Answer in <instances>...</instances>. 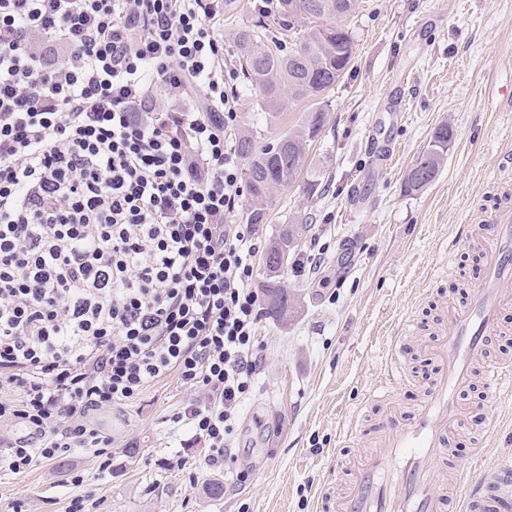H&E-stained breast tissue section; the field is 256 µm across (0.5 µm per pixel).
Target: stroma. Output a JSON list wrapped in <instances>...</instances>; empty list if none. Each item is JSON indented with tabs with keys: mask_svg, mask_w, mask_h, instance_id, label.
I'll return each mask as SVG.
<instances>
[{
	"mask_svg": "<svg viewBox=\"0 0 512 512\" xmlns=\"http://www.w3.org/2000/svg\"><path fill=\"white\" fill-rule=\"evenodd\" d=\"M246 0L213 20L233 70L235 33L255 19ZM355 39L345 77L322 97L325 125L308 147L300 180L281 188L264 223L269 242L284 224H307L328 249L322 268L284 281L298 301L282 324L262 315L264 363L235 428L232 457L203 467L187 428L171 421L190 393L170 377L133 404L95 411L93 425L114 442L112 472L100 457L70 453L19 475H0V512H68L75 494L88 512H335L348 462L375 447L390 407L410 417L437 370L421 344L439 335L444 304L464 303L482 275L465 224L512 207V0H362L346 21ZM255 92L234 96L226 140L249 128L262 140L288 135L312 108L290 104L266 120ZM453 130L448 158L427 188L405 192L404 178L441 124ZM320 189L308 195L307 181ZM405 335V378L374 395L392 337ZM469 417L450 443L456 476L445 512H465L467 492L495 483L512 459V398L495 399L482 365L459 395ZM182 458L184 469L162 466ZM85 481L74 488L71 470ZM245 480H238V473ZM224 483L213 499L205 486Z\"/></svg>",
	"mask_w": 512,
	"mask_h": 512,
	"instance_id": "stroma-1",
	"label": "stroma"
}]
</instances>
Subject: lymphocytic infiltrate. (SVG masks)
I'll use <instances>...</instances> for the list:
<instances>
[{"instance_id":"1","label":"lymphocytic infiltrate","mask_w":512,"mask_h":512,"mask_svg":"<svg viewBox=\"0 0 512 512\" xmlns=\"http://www.w3.org/2000/svg\"><path fill=\"white\" fill-rule=\"evenodd\" d=\"M215 7L0 0V452L14 475L112 439L91 412L176 377L175 414L223 466L261 365L259 250L224 139ZM66 54L49 63L42 44ZM169 105L145 110L150 85Z\"/></svg>"}]
</instances>
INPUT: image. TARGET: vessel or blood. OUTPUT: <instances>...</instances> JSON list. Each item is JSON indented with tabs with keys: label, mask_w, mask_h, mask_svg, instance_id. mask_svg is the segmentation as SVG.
<instances>
[{
	"label": "vessel or blood",
	"mask_w": 512,
	"mask_h": 512,
	"mask_svg": "<svg viewBox=\"0 0 512 512\" xmlns=\"http://www.w3.org/2000/svg\"><path fill=\"white\" fill-rule=\"evenodd\" d=\"M464 240L480 255L484 275L468 303L448 306L447 330L426 347L439 371L411 418L390 411L376 449L353 460L336 512L442 510L448 440L461 417L458 394L469 386L487 338L498 335L504 291L512 287V208L499 210L492 221H473ZM499 474L494 485L473 488L469 512H512V461L503 462Z\"/></svg>",
	"instance_id": "vessel-or-blood-1"
}]
</instances>
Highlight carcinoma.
<instances>
[{"mask_svg": "<svg viewBox=\"0 0 512 512\" xmlns=\"http://www.w3.org/2000/svg\"><path fill=\"white\" fill-rule=\"evenodd\" d=\"M360 0H271V8L255 22L235 34L236 67L233 80L242 88L263 94L258 106L268 119H276L292 101L317 98L345 75L354 53L355 41L344 20L359 7ZM276 31L270 30V25ZM325 123L322 109L305 115L299 128L285 137L258 144V134H237L235 153L245 162L249 219L262 223L273 205L274 192L295 182L307 162V146L321 133ZM452 130L444 124L417 158L424 178L407 175L404 188L418 192L431 184L445 163ZM305 224L282 226L268 244V261L285 245L299 246ZM266 313L280 322L288 321L295 303L283 285V274L263 276L260 281Z\"/></svg>", "mask_w": 512, "mask_h": 512, "instance_id": "1", "label": "carcinoma"}]
</instances>
